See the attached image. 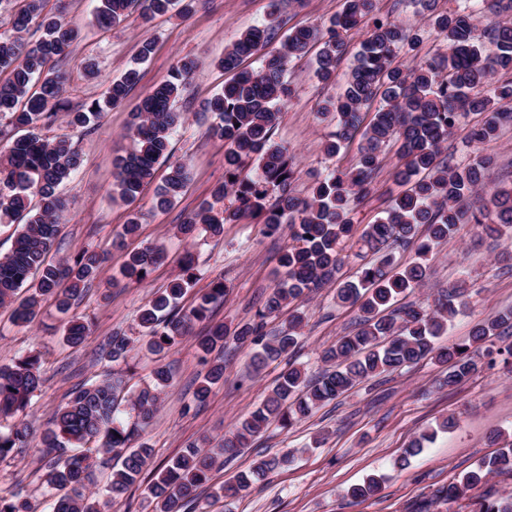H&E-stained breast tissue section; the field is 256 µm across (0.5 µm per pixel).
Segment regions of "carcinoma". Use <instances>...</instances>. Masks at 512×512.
<instances>
[{"label": "carcinoma", "instance_id": "obj_1", "mask_svg": "<svg viewBox=\"0 0 512 512\" xmlns=\"http://www.w3.org/2000/svg\"><path fill=\"white\" fill-rule=\"evenodd\" d=\"M21 7L12 14L11 33H0V223L23 222L10 251L0 256V306H13L19 325L33 321L41 301H54L58 311L68 314L84 290L99 276L103 257L84 250L71 259L51 263L47 256L59 233L67 210L60 188L69 183L79 168V157L65 137H44L36 129L50 128L64 114L70 125L91 128V120L111 107L122 104L139 82L138 65L154 50V43H142L137 63L109 85L106 95L93 100L86 110L72 112L63 99L65 76L49 67L72 53L78 32L58 16L43 14L45 0H17ZM96 20L108 28L124 21L138 9L143 21L178 9L189 14L195 0H100ZM427 19L436 40L446 52L414 57L403 64L397 50L413 49L419 39L411 30L388 18L374 15L375 0H342V9L324 30L297 25L282 31V0H269L268 18L252 26L224 50L218 66L231 78L222 91L209 99L203 111L213 117L212 133L224 141V182L188 214L179 231L191 236L202 230L223 232L224 225L245 217L262 221L267 233L281 225L292 229L294 244L285 248L279 265L282 279L266 298L255 319L231 330L223 324L197 337L201 361L209 366L196 397L205 401L212 388L224 380V362L208 355L231 339L252 351L250 373L257 375L270 362L293 352L304 321L301 311L288 320V328L269 338L266 319L337 279L343 264L342 245L355 241V257L361 264L357 280L336 288V299L356 305L362 313L360 327L342 336L323 351L330 364L322 376L310 379L299 367L290 365L275 380L263 401L224 438L218 448L191 443L147 483V496L154 512H189L197 492L206 486L217 465L235 456L249 441L272 424L289 428L308 417L321 405L350 390L375 374L390 372L432 357L448 365L439 382L450 388L464 383L477 369L475 358L486 343L498 337V330L512 328V310L493 320L476 324L468 340L436 345L447 329L448 320L463 302L455 290L448 291L433 309L408 305L392 308L397 298L422 287L427 267L421 262L441 242L463 226L473 225L492 236L500 227L512 226V187L492 185V161L478 156L465 167L452 164L443 155L444 144L454 134L460 112L483 115L467 131L464 140L487 145L498 131L512 124V19L491 29H480L477 18L484 6L498 3V14H512V0H466L458 13H438L435 0H413ZM42 31L35 41L24 42L20 34L31 27ZM362 30L363 39L353 55L342 92L325 98L320 113L335 122L336 131L326 143L328 155L349 147L361 134L357 161L351 169H332L317 176L310 192L300 197L293 184L301 170L288 150L274 140L281 113L292 89L288 81L292 59L319 46L315 75L326 85L336 79V70L348 52L347 37ZM251 59L259 61L253 67ZM196 67L181 61L168 77L142 98L132 113L130 131L135 149L115 159L118 197L134 201L144 184L152 180L155 167L171 156L174 130L182 124L183 113L176 102ZM378 103L370 120L364 109ZM399 144L396 182L404 187L383 211L376 223L356 233L351 212L370 191L384 161L383 148ZM155 195V208L165 210L183 194L189 181L187 163L168 166ZM232 197L223 210L215 205ZM413 248L417 260L406 265L392 256L395 248ZM384 252L380 260L368 258ZM162 257V250L146 247L127 254L123 276L141 283ZM198 279L191 254H186L180 272L167 288L158 291L139 314L141 339L160 354L189 334L196 321L209 317L210 305L224 298V279L216 277L207 292L197 298L189 311H178L179 301ZM89 327L78 317L64 324L63 341L71 347L83 345ZM131 341L114 335L101 350V358L117 362L128 357ZM154 387L125 398L123 381L105 377L85 383L71 392L68 402L57 409L50 425L35 435L19 415L32 404L40 390L42 357L39 353L19 356L14 364L0 368V419L15 422L0 430V461L14 458L25 449L42 448V462L48 490L59 494L51 512H100L97 494L90 491L94 463L76 452L91 442L97 450L121 460L112 471L106 494L117 497L140 481L149 464L152 449L135 439L140 424L158 408L163 389L170 382L166 367L154 372ZM128 400L139 422L128 424L121 403ZM434 434L415 439L398 465L417 455ZM290 461L286 453L256 460L250 469L239 471L220 487L221 496L235 499L254 484ZM512 474V441L494 456L478 461L456 481L439 491L440 497L455 501L466 491L482 487L493 476ZM380 489L370 478L350 489L355 500H365ZM0 512H34L21 498L0 496ZM475 512H512V495L483 496Z\"/></svg>", "mask_w": 512, "mask_h": 512}]
</instances>
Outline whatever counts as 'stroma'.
I'll return each mask as SVG.
<instances>
[{
	"label": "stroma",
	"instance_id": "35a3bbf8",
	"mask_svg": "<svg viewBox=\"0 0 512 512\" xmlns=\"http://www.w3.org/2000/svg\"><path fill=\"white\" fill-rule=\"evenodd\" d=\"M377 16H391L413 26L422 42L419 52L434 54L438 44L409 0H376ZM341 0H284L283 14L289 25L321 27L339 10ZM98 0H48L49 10H63L79 33L71 56L62 64L66 76L65 98L71 109L98 98L113 78L119 77L136 56L143 41L154 43L149 59L140 65V80L124 105L108 110L92 131L57 121L47 136L68 137L82 157L75 179L62 193L67 200L66 219L49 254L50 260L72 257L86 249L105 257L100 276L73 306L70 315L88 322L90 335L79 348L63 338L67 316L54 304L41 302L34 321L16 326L10 307H0V367L12 364L31 351L43 357L44 383L26 415L35 430L46 428L55 410L63 406L76 385L103 373L102 346L119 333L128 336L133 349L127 363L117 365L128 389L139 390L151 380L157 363L169 364L172 382L161 396L151 422L140 430V439L153 450L149 471L169 464L186 443L196 441L213 448L220 444L243 415L258 405L273 387L282 363H274L260 375L247 370L249 351L227 342L213 356L224 363V381L213 387L205 404H197L194 393L207 367L200 363L196 336L205 324L195 323L189 336L164 356L150 352L141 342L138 314L151 295L166 288L179 270L185 254H192L200 273L180 308L189 310L211 280L223 277L224 299L214 304L210 321L236 326L252 320L276 282L278 256L291 242L289 227L268 237L256 219L245 218L225 225L218 237L205 234L187 238L178 231L184 217L208 198L224 180V143L210 131L211 120L203 116L202 103L219 92L226 76L215 65L224 50L248 27L264 22L268 0H197L192 13H175L143 22L138 14L107 29L94 23ZM197 64L176 106L186 119L171 140L172 157L189 165L190 180L180 199L170 209L155 210L154 197L166 174L158 167L153 180L131 203L115 197L113 160L132 145L130 114L140 99L164 80L179 60ZM95 62V75H88L86 62ZM314 53L294 59L289 66L293 95L282 113L275 137L285 145L302 170L294 190L306 195L310 172L348 168L356 161V147L328 157L324 144L335 125L322 119L319 106L330 89L314 76ZM396 145L385 149V160L370 193L354 208L357 226L374 223L391 196L399 191L393 180ZM143 219L136 236L118 249L113 241L130 213ZM512 238L495 240L473 228L434 249L429 257L430 275L412 301L433 306L442 290L459 285L464 302L448 322L447 344L467 340L475 322L512 308ZM148 246L164 251L149 277L140 284L125 280L121 269L126 252ZM334 286H326L307 297L300 306H286L278 318L268 320L265 330L274 333L286 323L294 309L306 319L301 329L296 363L310 374L321 372L320 355L340 336L352 332L360 312L355 306L336 305ZM497 351L481 355L477 372L454 389L438 386L443 366L425 358L402 370L356 384L297 423L293 428H270L250 448L225 462L212 474L220 485L234 473L248 469L260 455L293 452L287 467L276 470L265 482L240 493L232 503L211 500L202 492L194 512H471L478 491L445 501L437 492L480 459L495 453L499 442L494 433L512 435V370L501 351L512 345V331L495 342ZM454 417L452 429L439 431V423ZM436 430L435 440L406 466L396 461L405 448L427 430ZM41 451L33 447L13 459L0 461V496L21 495L47 512L43 499ZM382 479L379 494L365 502L348 497V489L369 476Z\"/></svg>",
	"mask_w": 512,
	"mask_h": 512
}]
</instances>
